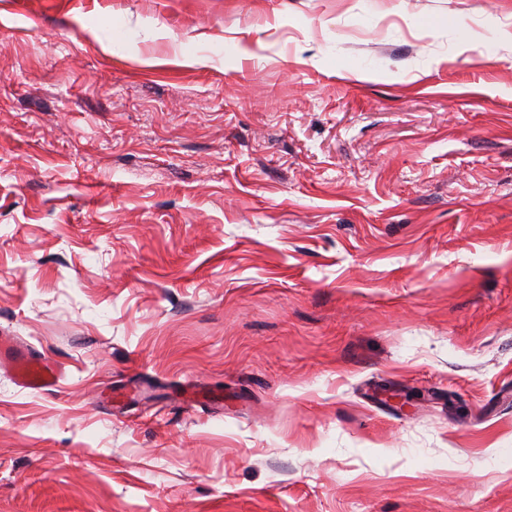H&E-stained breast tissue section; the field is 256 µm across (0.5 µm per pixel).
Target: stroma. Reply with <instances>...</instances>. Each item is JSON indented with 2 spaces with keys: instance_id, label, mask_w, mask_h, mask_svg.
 Masks as SVG:
<instances>
[{
  "instance_id": "35a3bbf8",
  "label": "stroma",
  "mask_w": 512,
  "mask_h": 512,
  "mask_svg": "<svg viewBox=\"0 0 512 512\" xmlns=\"http://www.w3.org/2000/svg\"><path fill=\"white\" fill-rule=\"evenodd\" d=\"M507 32L0 0V512H512ZM5 360L14 365L17 378L25 388L43 391L58 384L60 371L54 363L23 351L14 341L1 337L0 361Z\"/></svg>"
}]
</instances>
